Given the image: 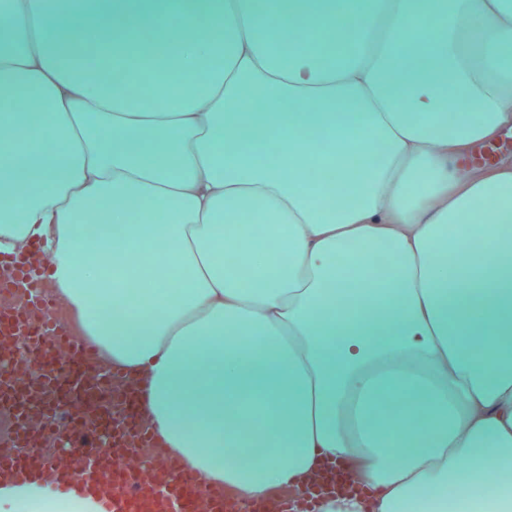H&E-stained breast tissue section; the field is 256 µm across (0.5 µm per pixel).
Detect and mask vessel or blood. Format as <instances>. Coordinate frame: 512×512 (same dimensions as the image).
<instances>
[{"label":"vessel or blood","mask_w":512,"mask_h":512,"mask_svg":"<svg viewBox=\"0 0 512 512\" xmlns=\"http://www.w3.org/2000/svg\"><path fill=\"white\" fill-rule=\"evenodd\" d=\"M47 285L32 286L19 271L0 274V409L14 429L0 448V475L26 480L32 473L58 492L73 487L65 467L77 464L83 491L111 488L102 512H231L232 494L222 488L200 494L195 477L174 461H159L169 485L167 508H158L141 470L126 466L132 453L151 448L154 434L129 410L119 372H93V350L67 327ZM57 450L34 454L44 436Z\"/></svg>","instance_id":"1"}]
</instances>
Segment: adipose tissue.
<instances>
[{
	"label": "adipose tissue",
	"instance_id": "obj_1",
	"mask_svg": "<svg viewBox=\"0 0 512 512\" xmlns=\"http://www.w3.org/2000/svg\"><path fill=\"white\" fill-rule=\"evenodd\" d=\"M511 127L512 0H0V255L237 512L330 462L321 512H512V162L456 163Z\"/></svg>",
	"mask_w": 512,
	"mask_h": 512
}]
</instances>
